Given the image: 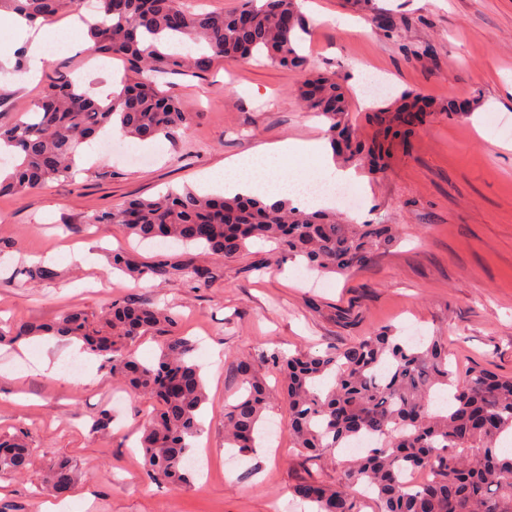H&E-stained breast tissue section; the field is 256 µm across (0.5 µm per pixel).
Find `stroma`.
<instances>
[{"label":"stroma","mask_w":512,"mask_h":512,"mask_svg":"<svg viewBox=\"0 0 512 512\" xmlns=\"http://www.w3.org/2000/svg\"><path fill=\"white\" fill-rule=\"evenodd\" d=\"M376 11L401 19L385 39L356 0H305L307 32L299 45L309 70L336 73L346 119L369 134L370 107L410 91L435 110L398 146L385 172L365 171L355 224H391L398 245L379 251L351 277L321 275L278 252L250 243L216 265L218 279L194 288L180 268L213 263L195 247L138 243L120 225L88 224L89 216L131 197L174 188L200 189L201 174L263 144L325 136L323 118L305 110L296 89L305 74L266 59L214 63L205 71L159 75L158 88L192 116L177 140L150 144L113 136L112 150L83 144L72 179L25 197L0 196V319L49 321L70 309L96 316L113 297L130 296L171 309L180 335L196 341L208 401L194 452L204 469L191 487L149 481L136 448L152 399L128 395L113 406L121 381L102 358L59 338L0 344V434L26 437L35 454L27 470L0 474V512H269L291 505L292 487L315 478L334 486L349 454L310 458L288 439V410L265 414L274 447L256 446L229 460L224 415L240 391L236 360L261 352L294 354L340 347L383 327L399 336H444L459 375L476 365L512 377V0H376ZM356 24L357 32L346 29ZM70 75L94 90L118 89L138 72L123 59L103 60L71 41L36 78L15 76L0 96V124L24 113L52 78ZM130 251L143 264L167 259L162 278L132 281L108 273L109 255ZM47 265L55 279L32 281L26 269ZM50 359L57 376L36 364ZM83 364L80 376L65 370ZM112 432L93 427L101 410ZM72 460L78 481L58 500L42 490L48 466Z\"/></svg>","instance_id":"1"}]
</instances>
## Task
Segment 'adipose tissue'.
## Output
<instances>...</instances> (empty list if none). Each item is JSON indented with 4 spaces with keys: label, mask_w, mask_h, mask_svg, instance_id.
<instances>
[{
    "label": "adipose tissue",
    "mask_w": 512,
    "mask_h": 512,
    "mask_svg": "<svg viewBox=\"0 0 512 512\" xmlns=\"http://www.w3.org/2000/svg\"><path fill=\"white\" fill-rule=\"evenodd\" d=\"M7 22L19 41L27 42L28 55L35 69L47 66L52 57L45 52L44 44L58 38V30L48 27L32 29L26 19L17 14L8 17ZM307 157L319 159L325 175L336 181H354L358 178L354 169L335 165L326 140L288 139L260 146L249 155L225 159L223 169L205 174L202 181L208 185L224 186L232 195L238 193L263 199L285 197L297 203L301 197L296 188L310 177L309 172L299 167L297 161Z\"/></svg>",
    "instance_id": "1"
}]
</instances>
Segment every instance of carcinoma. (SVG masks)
Here are the masks:
<instances>
[{"label": "carcinoma", "instance_id": "cac0c4a2", "mask_svg": "<svg viewBox=\"0 0 512 512\" xmlns=\"http://www.w3.org/2000/svg\"><path fill=\"white\" fill-rule=\"evenodd\" d=\"M83 0H0L1 13H16L33 25L78 10ZM99 19L86 22L93 51L127 59L141 73L103 106L90 91L67 77L51 81L26 110V118L0 125V140L11 147V171L0 180V194L24 196L74 174L79 147L97 138L119 118L122 135L140 141L175 138L191 115L158 89L159 74L205 71L217 60L238 61L256 55L291 69L305 67L298 51L305 29L299 0H243L231 12H206L183 0H96ZM195 50L170 51L177 42ZM300 104L328 121L335 157L347 165H368L389 156L404 128L405 114L419 123L427 104L405 94L373 108L379 138L377 154L364 153L358 131L345 119L347 102L336 75L310 76L297 89ZM87 223L123 225L141 241L175 240L203 248L217 261L242 253L254 239L270 240L322 273L349 275L371 255L396 241L391 224H344L336 213L308 210L288 200L200 195L171 190L154 199L134 198L98 211ZM112 269L135 280L164 277L168 266L142 265L131 253H116ZM181 273L194 288L216 278L213 267L187 263ZM178 321L167 308L141 299L118 298L95 318L71 310L49 322L26 323L5 332L15 338L55 336L75 339L82 350L99 356L131 389L155 400L154 414L141 425L140 448L147 474L177 490L190 486L193 471L184 463L200 435L206 393L196 344L176 334ZM165 337L159 356L139 360L129 350L145 334ZM282 379L280 395L291 419L296 448L319 457L365 440L364 454L350 462L342 481L330 488L309 478L293 488L294 497L315 505V512H360L353 488L364 484L375 494L378 512H512V455L497 445L512 433V377L474 367L459 378L443 336L416 342L390 328L322 353L261 355ZM241 396L225 415V443L240 453L255 447L259 423L273 391L252 366H236ZM447 393L446 406L433 410L432 396ZM34 449L19 437L0 436V472L20 473ZM427 474L408 486L403 475ZM77 482L72 462L59 459L46 475L57 498Z\"/></svg>", "mask_w": 512, "mask_h": 512}]
</instances>
